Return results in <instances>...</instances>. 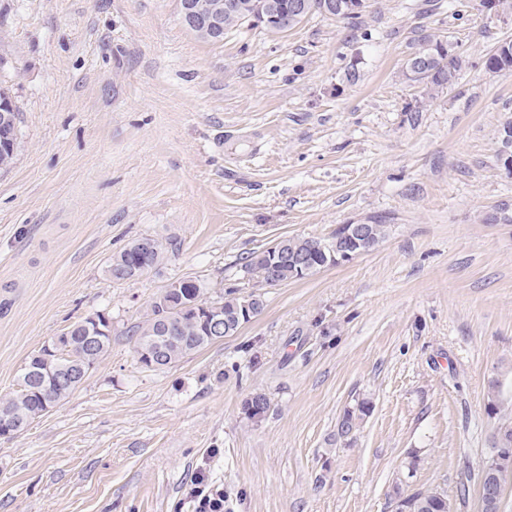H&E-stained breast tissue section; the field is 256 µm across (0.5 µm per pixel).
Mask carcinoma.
<instances>
[{"label": "carcinoma", "mask_w": 512, "mask_h": 512, "mask_svg": "<svg viewBox=\"0 0 512 512\" xmlns=\"http://www.w3.org/2000/svg\"><path fill=\"white\" fill-rule=\"evenodd\" d=\"M266 1L280 12H292L294 0H233V8L224 12V27L251 24L270 33L282 30L264 24L259 4ZM360 0H303L305 7L300 19L312 14L342 19L359 24L364 8H356ZM466 58L440 39L423 40L404 62L406 78L430 87H451L466 67ZM491 72L512 71V40L499 43L484 60ZM512 153V116L504 119L499 129L497 162H502L504 150ZM369 239L360 246L368 252L385 236L386 225L370 224ZM355 246L351 230L340 224L327 239L283 237L275 243L281 262L270 271L260 260L266 251L252 252L244 258L242 268L251 278L269 285L297 279L292 262L309 259L314 265L309 274L337 264L331 257H340L341 250ZM174 239L152 236L130 241L112 255L106 267L114 282H134L159 269L173 253ZM264 307L263 296L241 295L238 286L231 285L215 298L205 295L204 285L196 278H179L170 282L149 304L141 320L130 330V341L138 363L150 370L167 368L204 348L232 336ZM112 343V328L95 323L87 316L69 327L49 345L32 355L21 369L19 389L0 398V436L17 434L35 419L42 417L77 389L88 373L108 352ZM501 382L490 381L487 413L499 419L495 429L500 447L512 448V417L506 416L499 399ZM271 402L266 393L253 391L241 402L243 417L252 424L266 419ZM372 405L361 400L344 411L337 427L340 438L351 439L360 424L371 413ZM448 494L436 488L418 489L398 498L396 512H448Z\"/></svg>", "instance_id": "obj_1"}]
</instances>
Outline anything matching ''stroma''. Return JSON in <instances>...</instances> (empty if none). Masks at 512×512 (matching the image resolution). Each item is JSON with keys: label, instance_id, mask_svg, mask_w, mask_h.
Masks as SVG:
<instances>
[{"label": "stroma", "instance_id": "35a3bbf8", "mask_svg": "<svg viewBox=\"0 0 512 512\" xmlns=\"http://www.w3.org/2000/svg\"><path fill=\"white\" fill-rule=\"evenodd\" d=\"M362 24L199 38L178 0H0V87L19 116L0 171V397L28 358L104 311L112 344L83 383L0 436V512H394L396 490L469 495L512 409V176L498 129L512 73L485 55L512 13L480 0H368ZM469 60L450 88L408 81L420 39ZM356 72L348 82L347 72ZM385 219L369 252L259 287L242 267L280 237ZM175 238L162 268L116 283L112 254ZM262 291L235 335L161 370L128 330L172 280ZM271 400L252 424L241 401ZM369 399L354 441L344 411ZM501 382L499 379H493L490 381V397L487 403V413L490 416L498 417L499 423L495 429L497 436L500 439V447L496 458L499 460L503 467H512L511 454H506L507 448H512V417H507L503 413V409L499 399ZM191 495L195 500V512H224V490L211 486L205 476L198 474Z\"/></svg>", "mask_w": 512, "mask_h": 512}]
</instances>
